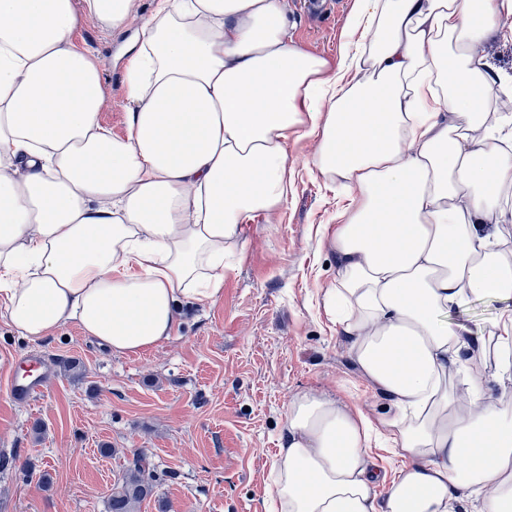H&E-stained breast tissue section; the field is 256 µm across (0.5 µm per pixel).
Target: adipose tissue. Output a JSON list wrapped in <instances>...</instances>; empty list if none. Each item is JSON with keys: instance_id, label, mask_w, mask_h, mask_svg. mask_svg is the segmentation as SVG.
I'll return each instance as SVG.
<instances>
[{"instance_id": "adipose-tissue-1", "label": "adipose tissue", "mask_w": 512, "mask_h": 512, "mask_svg": "<svg viewBox=\"0 0 512 512\" xmlns=\"http://www.w3.org/2000/svg\"><path fill=\"white\" fill-rule=\"evenodd\" d=\"M347 79L291 37L282 0H156L125 66L126 135L99 120L103 66L76 49L74 0H0V295L37 341L70 321L113 352L168 340L182 301L224 282L242 224L279 206L290 137L346 206L323 236L326 316L385 399L378 420L294 395L267 512H512V114L482 55L512 0H358ZM403 460L393 481L373 439ZM506 307H512V301H501L493 297L473 299L453 319L472 327L488 326Z\"/></svg>"}]
</instances>
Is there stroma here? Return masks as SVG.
Wrapping results in <instances>:
<instances>
[{"label":"stroma","instance_id":"stroma-1","mask_svg":"<svg viewBox=\"0 0 512 512\" xmlns=\"http://www.w3.org/2000/svg\"><path fill=\"white\" fill-rule=\"evenodd\" d=\"M357 2L341 0L334 15L314 19L283 0L295 42L336 62L358 52ZM154 5L134 0L121 31L76 12L72 41L103 62L99 118L115 135L129 121L126 54ZM318 148L316 138H289L286 200L242 226L216 301L183 305L171 338L148 352L112 353L74 321L28 340L0 299V512H106L142 451L159 480L140 512H266L293 395L333 394L378 417L384 399L321 304L336 275L321 229L346 201L315 168ZM33 352L53 374L33 405H13L9 365Z\"/></svg>","mask_w":512,"mask_h":512}]
</instances>
